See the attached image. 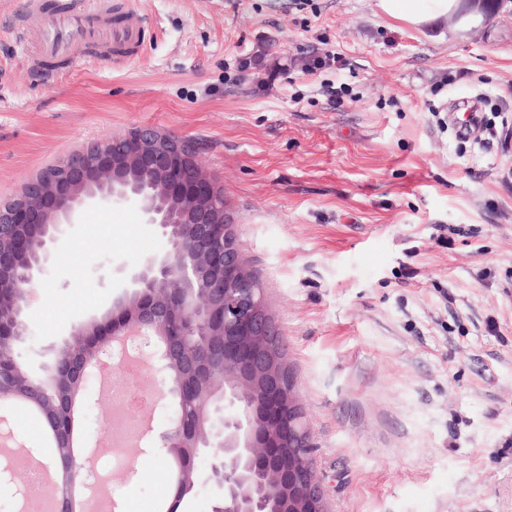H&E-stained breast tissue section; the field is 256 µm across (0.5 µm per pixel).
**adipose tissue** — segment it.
Returning <instances> with one entry per match:
<instances>
[{"label": "adipose tissue", "mask_w": 512, "mask_h": 512, "mask_svg": "<svg viewBox=\"0 0 512 512\" xmlns=\"http://www.w3.org/2000/svg\"><path fill=\"white\" fill-rule=\"evenodd\" d=\"M383 17L423 32L437 30L441 34L458 32L482 23L480 0H375Z\"/></svg>", "instance_id": "adipose-tissue-1"}]
</instances>
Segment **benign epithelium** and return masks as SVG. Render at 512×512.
<instances>
[{"label":"benign epithelium","instance_id":"1","mask_svg":"<svg viewBox=\"0 0 512 512\" xmlns=\"http://www.w3.org/2000/svg\"><path fill=\"white\" fill-rule=\"evenodd\" d=\"M114 204L136 206L164 241L122 269L138 316L127 319L119 306L112 313V339L136 331L139 353L159 384L158 401L168 408L164 427L147 439L151 453L161 460L185 438L200 443L209 463L199 480L216 489L210 512H288V449L310 447L309 434L285 360L271 345L278 332L262 286L239 248L223 192L198 165L191 142L151 128L110 136L63 156L0 200V224L17 228L10 245L0 247V291L27 289L25 306L35 294L46 252L40 249L18 276L29 253L26 230L45 229V246L57 225L73 223L83 207ZM208 336L223 337L224 387L191 420L183 406L192 388L170 375L169 365ZM0 475L25 494L18 471L6 467ZM295 495L308 503L305 512H325L313 469Z\"/></svg>","mask_w":512,"mask_h":512}]
</instances>
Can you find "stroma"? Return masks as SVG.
I'll use <instances>...</instances> for the list:
<instances>
[{"label": "stroma", "mask_w": 512, "mask_h": 512, "mask_svg": "<svg viewBox=\"0 0 512 512\" xmlns=\"http://www.w3.org/2000/svg\"><path fill=\"white\" fill-rule=\"evenodd\" d=\"M0 0V199L85 143L188 139L235 217L329 512H512V10L441 40L374 0H125L145 39L39 79ZM335 64L313 68L315 58ZM48 244L16 345L43 377L162 248L131 205ZM124 454L112 496L162 477Z\"/></svg>", "instance_id": "stroma-1"}]
</instances>
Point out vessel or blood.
<instances>
[{
	"label": "vessel or blood",
	"mask_w": 512,
	"mask_h": 512,
	"mask_svg": "<svg viewBox=\"0 0 512 512\" xmlns=\"http://www.w3.org/2000/svg\"><path fill=\"white\" fill-rule=\"evenodd\" d=\"M16 35L43 62L64 59L74 69L84 63L88 46L132 51L142 42L141 26L132 23L112 0H66L61 10L55 9L52 0H28Z\"/></svg>",
	"instance_id": "b4317fda"
}]
</instances>
